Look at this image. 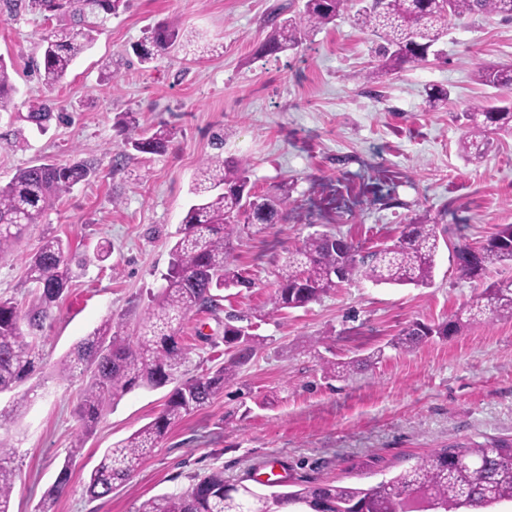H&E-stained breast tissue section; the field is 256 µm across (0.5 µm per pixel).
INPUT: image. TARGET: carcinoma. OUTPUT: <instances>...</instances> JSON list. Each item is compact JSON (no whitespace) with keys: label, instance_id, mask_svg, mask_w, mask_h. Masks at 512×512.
<instances>
[{"label":"carcinoma","instance_id":"cac0c4a2","mask_svg":"<svg viewBox=\"0 0 512 512\" xmlns=\"http://www.w3.org/2000/svg\"><path fill=\"white\" fill-rule=\"evenodd\" d=\"M0 2L10 13L23 6L40 12L68 7L76 16L74 26L41 35L42 56L37 70L50 90L89 49L108 17L127 6V0ZM357 4L354 23L376 38L378 63L362 75L367 83L406 64L442 55L437 45L448 36V22L453 19L494 15L512 20V0H357ZM347 6L348 0H305L307 29L314 31L335 22ZM302 35L304 31L295 21L274 17L263 51L284 52L298 45ZM178 38L173 26L153 27L138 54L140 62L149 64L168 53ZM478 81L511 92L512 66H486L478 71ZM15 92L8 65L0 58V112L10 110ZM51 118L48 99L26 116L39 128ZM459 119L466 128L460 152L467 160L484 154L490 145L489 135L512 134V104L500 105L496 98L467 106ZM173 139L172 130L160 125L129 145L138 153L162 155ZM95 172L90 160L65 165L44 161L19 169L9 183L0 185V255L14 249L50 200L90 181ZM290 190L285 184L275 196L252 192L246 160L212 158L201 164L191 188L195 201L182 219L179 238L170 251L166 285L139 330L124 336L120 325L106 320L59 363L61 378H87L79 411L83 432L71 445L45 499H54L66 486L71 460L84 447L85 438L108 404L136 387L173 385L151 422L105 450L86 483L92 498L108 496L116 484L129 479L173 423L198 410L237 379L241 365L260 345L259 337L246 332L238 343L236 337L224 332V343L236 346L224 366L181 381L179 374L188 362L189 348L178 333L191 313L220 310L224 299L221 291L249 284L231 268L234 237L241 232L243 222L260 230L275 223ZM445 233L439 225L419 219L406 225L391 246L365 255L338 233L311 234L289 252L288 261L278 269L277 288L270 299L272 310L304 308L355 276L386 284L427 286L432 282L440 237ZM451 259L460 276L470 280L481 279L492 266L512 263V224L503 226L477 251L463 241L453 244ZM71 264L68 245L57 236L45 237L25 260L26 282L38 291V302L22 314L12 299H0V393L15 388L34 370L40 332L53 306L69 288ZM509 317L512 282L491 284L465 309L464 317L454 316L437 325L412 322L391 346L410 348L435 335L450 336L474 323L490 324ZM23 322L29 329L27 337L22 334ZM365 366L367 363L358 359L328 361L324 371L334 378H346ZM14 458V448L0 442V512H11ZM290 505L300 507V512H490L512 506V439L443 448L410 468L361 486L309 484L293 491L264 493L243 483L230 485L224 481V472L215 471L183 492L145 500L138 512H283Z\"/></svg>","mask_w":512,"mask_h":512}]
</instances>
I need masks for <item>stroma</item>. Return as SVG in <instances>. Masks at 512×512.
<instances>
[{
  "mask_svg": "<svg viewBox=\"0 0 512 512\" xmlns=\"http://www.w3.org/2000/svg\"><path fill=\"white\" fill-rule=\"evenodd\" d=\"M303 0H129L94 46L46 91L36 71L45 29L73 25L70 13L0 14V56L11 64L15 108L0 112V183L46 160L93 161L97 175L51 201L11 254L0 257V297L26 310L36 297L24 263L46 235L68 240L69 290L53 307L40 359L16 390L0 393V441L16 448L11 512H137L153 496L187 490L212 471L227 483L272 478L282 489L314 482L370 484L414 465L435 448L512 438V320L473 325L411 349L389 342L415 321L440 323L486 286L512 281V264L484 280L460 277L448 247L481 243L512 224V136L497 135L479 162L465 161L457 115L504 91L481 84L491 64L512 65V22L474 17L448 30L443 54L367 85L370 35L352 16L307 33L292 50L259 57L269 19L299 16ZM183 40L153 63L133 51L155 25ZM448 90L430 106V90ZM50 101L46 128L24 116ZM140 130L174 131L164 155L132 153L119 113ZM250 162L256 192L292 186L277 224L244 230L234 266L252 280L228 288L219 313L196 311L180 334L190 347L184 378L221 366L226 313L250 316L263 340L236 383L172 425L127 481L103 498L85 483L104 450L149 423L169 387L137 388L106 407L77 458L76 409L85 381L59 377L61 359L105 320L135 325L162 288L198 166L212 157ZM427 217L448 230L430 287L355 279L300 309L271 311L277 269L316 231L337 232L362 251L392 244ZM320 344L308 348L309 337ZM384 355L350 378L329 379L326 360L375 348ZM70 481L44 501L64 461Z\"/></svg>",
  "mask_w": 512,
  "mask_h": 512,
  "instance_id": "1",
  "label": "stroma"
}]
</instances>
